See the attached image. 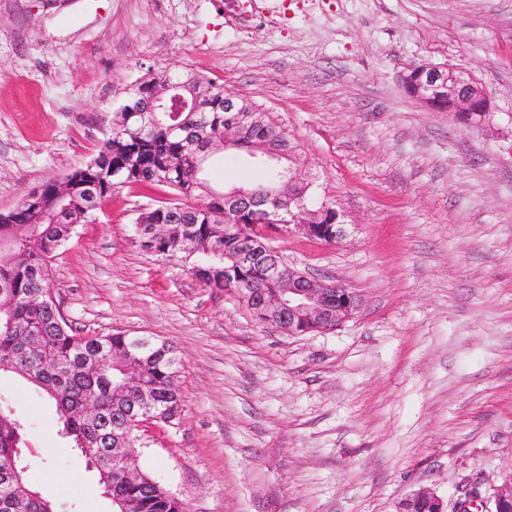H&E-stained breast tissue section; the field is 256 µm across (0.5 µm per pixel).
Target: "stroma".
<instances>
[{"label": "stroma", "instance_id": "obj_1", "mask_svg": "<svg viewBox=\"0 0 512 512\" xmlns=\"http://www.w3.org/2000/svg\"><path fill=\"white\" fill-rule=\"evenodd\" d=\"M450 64L490 100L476 127L400 76ZM199 71L270 113L347 234L273 237L290 266L355 293L335 329L289 336L133 227L155 187L113 192L52 259L84 335L173 346L178 425L136 462L189 512H394L421 489L454 512L512 472V0H0V214L90 161L124 90ZM262 168L216 151L213 186ZM26 425V476L56 512H113L35 385L0 372Z\"/></svg>", "mask_w": 512, "mask_h": 512}]
</instances>
